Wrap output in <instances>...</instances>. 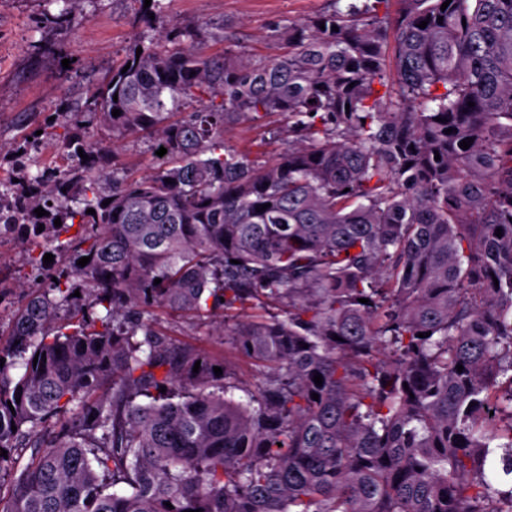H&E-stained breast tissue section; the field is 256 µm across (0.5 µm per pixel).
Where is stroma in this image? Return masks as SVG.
Masks as SVG:
<instances>
[{
  "instance_id": "35a3bbf8",
  "label": "stroma",
  "mask_w": 512,
  "mask_h": 512,
  "mask_svg": "<svg viewBox=\"0 0 512 512\" xmlns=\"http://www.w3.org/2000/svg\"><path fill=\"white\" fill-rule=\"evenodd\" d=\"M165 14L194 29L208 21L222 25L223 40L209 43L220 55L233 51L252 58L274 57L281 43L270 29L328 10L331 0H162ZM136 0H82L74 26L46 24L45 0H0V181L15 179L11 158L17 145L31 138L36 124L62 105L84 102L87 90L107 80L140 31L134 22ZM70 68H63V60ZM225 145L250 152L265 163L288 145L286 121L279 115L229 128ZM28 247L16 238L0 239V330L10 331L26 303L20 281L36 283L26 263ZM161 326L173 340L193 343L215 355L228 354L213 321L203 323L162 315Z\"/></svg>"
}]
</instances>
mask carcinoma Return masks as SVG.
I'll return each instance as SVG.
<instances>
[{"label": "carcinoma", "instance_id": "carcinoma-1", "mask_svg": "<svg viewBox=\"0 0 512 512\" xmlns=\"http://www.w3.org/2000/svg\"><path fill=\"white\" fill-rule=\"evenodd\" d=\"M136 2L67 165L0 189V238L53 278L0 342V512H512V0H333L268 60ZM273 113L270 162L226 148ZM217 310L246 404L237 358L156 327Z\"/></svg>", "mask_w": 512, "mask_h": 512}]
</instances>
